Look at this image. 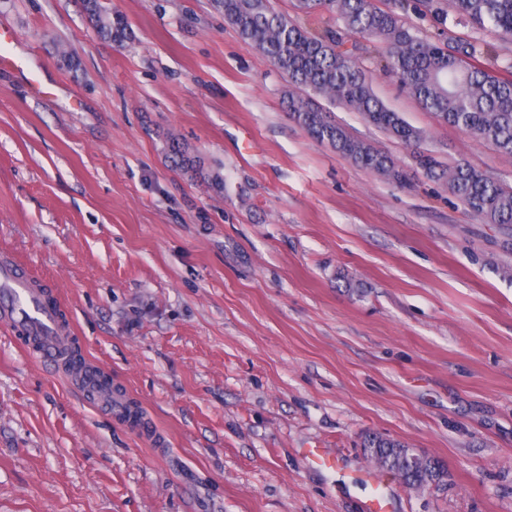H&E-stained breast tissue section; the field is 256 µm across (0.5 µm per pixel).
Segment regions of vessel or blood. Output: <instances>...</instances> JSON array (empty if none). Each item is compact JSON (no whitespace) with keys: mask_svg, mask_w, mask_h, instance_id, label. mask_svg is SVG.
<instances>
[{"mask_svg":"<svg viewBox=\"0 0 512 512\" xmlns=\"http://www.w3.org/2000/svg\"><path fill=\"white\" fill-rule=\"evenodd\" d=\"M0 321L12 332L37 337L34 354L52 361L77 339L69 319L34 288L32 274L22 272L8 257L0 259Z\"/></svg>","mask_w":512,"mask_h":512,"instance_id":"vessel-or-blood-1","label":"vessel or blood"}]
</instances>
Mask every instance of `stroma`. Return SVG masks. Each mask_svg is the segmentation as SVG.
I'll return each mask as SVG.
<instances>
[{"mask_svg": "<svg viewBox=\"0 0 512 512\" xmlns=\"http://www.w3.org/2000/svg\"><path fill=\"white\" fill-rule=\"evenodd\" d=\"M0 0V257L49 285L135 430L0 328V512H364L366 435L443 462L387 512H512V228L429 181L416 150L341 105L396 187L311 140L287 83L210 0ZM497 55L512 40L463 22ZM420 151L512 185V156L402 90ZM189 165L170 158L172 143ZM88 15L98 22L99 34L116 44H122L130 39V32L124 18L115 14H107L100 0H85Z\"/></svg>", "mask_w": 512, "mask_h": 512, "instance_id": "stroma-1", "label": "stroma"}]
</instances>
